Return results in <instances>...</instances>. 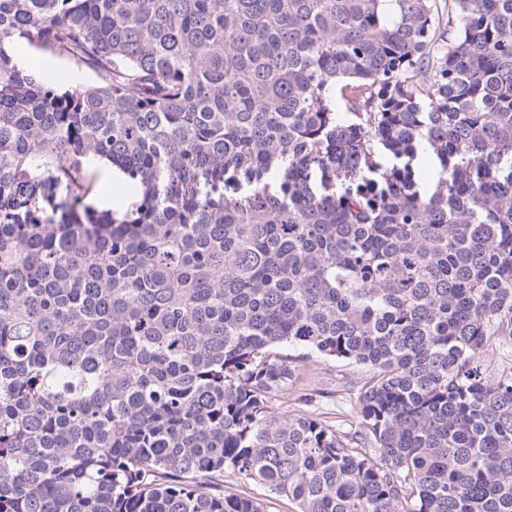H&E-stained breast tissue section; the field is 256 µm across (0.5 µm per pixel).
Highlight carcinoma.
<instances>
[{"label":"carcinoma","instance_id":"1","mask_svg":"<svg viewBox=\"0 0 512 512\" xmlns=\"http://www.w3.org/2000/svg\"><path fill=\"white\" fill-rule=\"evenodd\" d=\"M509 343L512 0H0V512H512ZM18 61L26 71L35 72L57 82L60 85L79 86L93 84L98 81L96 72L71 58L49 57L40 50L14 49ZM90 175L98 195L94 199L96 206L99 209H117L126 198V195H119L118 190L120 189L121 182L112 180L111 168L103 165H95L90 171ZM297 373L298 378L276 402L279 411L291 414L306 408L323 419L346 420L347 429L351 423L353 429L356 427L358 394L369 374L366 367L311 354L299 364ZM310 393L315 402L302 406L299 398ZM246 490L254 497L268 499L269 512H297L298 510L294 501L288 500L286 497H272L261 485L250 484L247 485Z\"/></svg>","mask_w":512,"mask_h":512}]
</instances>
